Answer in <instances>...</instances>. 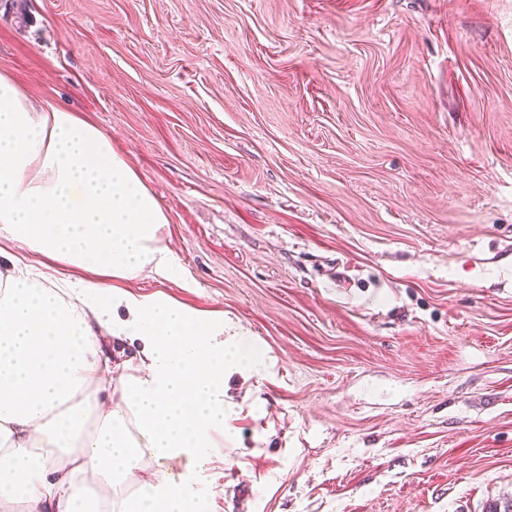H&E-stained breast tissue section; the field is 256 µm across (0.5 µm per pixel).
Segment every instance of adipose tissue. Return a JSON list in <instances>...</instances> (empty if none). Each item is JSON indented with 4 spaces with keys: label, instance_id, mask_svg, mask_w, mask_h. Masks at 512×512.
I'll return each mask as SVG.
<instances>
[{
    "label": "adipose tissue",
    "instance_id": "obj_1",
    "mask_svg": "<svg viewBox=\"0 0 512 512\" xmlns=\"http://www.w3.org/2000/svg\"><path fill=\"white\" fill-rule=\"evenodd\" d=\"M167 222L104 132L0 74V240L42 257L0 267V512H203L225 381L259 353L223 319L121 289L183 276ZM105 336L141 348L118 361ZM145 458L157 470L125 493Z\"/></svg>",
    "mask_w": 512,
    "mask_h": 512
}]
</instances>
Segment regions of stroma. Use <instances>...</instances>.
Returning <instances> with one entry per match:
<instances>
[{"label": "stroma", "instance_id": "35a3bbf8", "mask_svg": "<svg viewBox=\"0 0 512 512\" xmlns=\"http://www.w3.org/2000/svg\"><path fill=\"white\" fill-rule=\"evenodd\" d=\"M0 73L112 140L265 366L208 512L512 499V0H0Z\"/></svg>", "mask_w": 512, "mask_h": 512}]
</instances>
